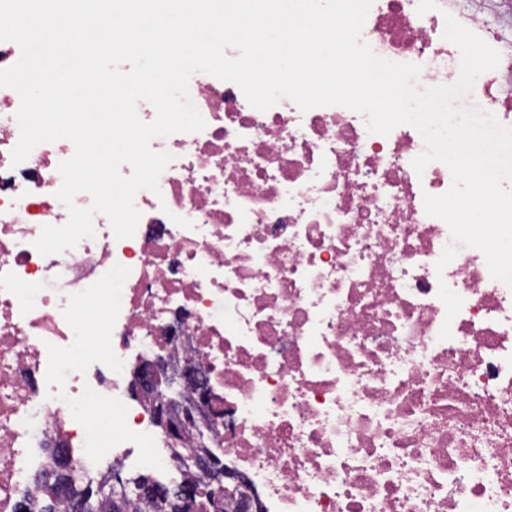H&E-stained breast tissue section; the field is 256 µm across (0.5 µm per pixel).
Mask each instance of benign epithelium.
I'll use <instances>...</instances> for the list:
<instances>
[{
	"label": "benign epithelium",
	"instance_id": "obj_1",
	"mask_svg": "<svg viewBox=\"0 0 512 512\" xmlns=\"http://www.w3.org/2000/svg\"><path fill=\"white\" fill-rule=\"evenodd\" d=\"M188 338L172 337L163 354L140 360L131 374L130 389L143 403L155 426L171 442L173 456L192 478L163 486L143 482L134 487L133 497L118 495L112 501L115 512H128L127 501L148 499L157 502L165 512H197L199 499L206 488L211 512H263L262 501L248 491L247 480L238 471L224 467L223 459L210 444L223 439L219 413L214 409L216 398L205 371L191 359L175 362ZM58 456V465L37 474L34 482L52 486L58 497L68 499L71 512H99L103 496L99 492L75 493L71 490L68 468L64 465L65 449L59 440L51 442Z\"/></svg>",
	"mask_w": 512,
	"mask_h": 512
}]
</instances>
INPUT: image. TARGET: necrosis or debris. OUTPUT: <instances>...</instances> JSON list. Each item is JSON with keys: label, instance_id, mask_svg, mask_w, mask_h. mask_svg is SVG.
Returning a JSON list of instances; mask_svg holds the SVG:
<instances>
[{"label": "necrosis or debris", "instance_id": "necrosis-or-debris-1", "mask_svg": "<svg viewBox=\"0 0 512 512\" xmlns=\"http://www.w3.org/2000/svg\"><path fill=\"white\" fill-rule=\"evenodd\" d=\"M499 50L470 96L512 127V50L459 0H374L363 39L454 84L460 51L445 15ZM204 130L154 138L172 154L159 192L139 191L133 237L108 218L95 236L39 253L42 226L69 212L55 196L70 140L11 152L18 93L0 88V512H17L62 434L77 477L101 458L157 481L184 480L147 412L122 397L143 354L189 336L224 411L221 450L265 512H512V288L483 254L428 216L451 186L440 162L416 173L421 134L368 133L342 106L259 111L234 83L189 82ZM192 228L174 223V216ZM461 296L439 339L440 284ZM104 412L112 438L89 429Z\"/></svg>", "mask_w": 512, "mask_h": 512}]
</instances>
